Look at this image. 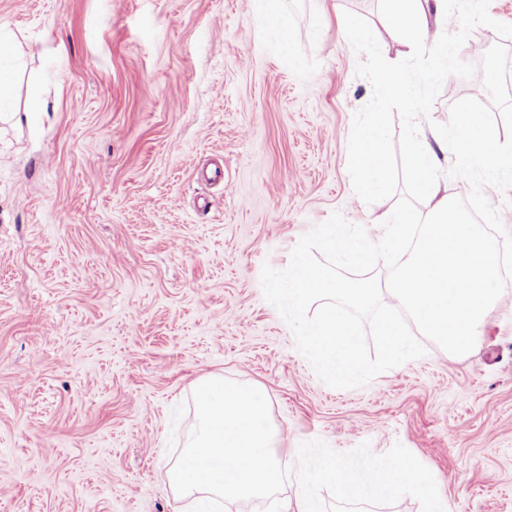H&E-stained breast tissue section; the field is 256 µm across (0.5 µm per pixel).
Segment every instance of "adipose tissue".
Returning a JSON list of instances; mask_svg holds the SVG:
<instances>
[{"label": "adipose tissue", "instance_id": "obj_1", "mask_svg": "<svg viewBox=\"0 0 512 512\" xmlns=\"http://www.w3.org/2000/svg\"><path fill=\"white\" fill-rule=\"evenodd\" d=\"M384 18L390 31L403 47L405 56H413L431 25L423 0H381ZM319 474L323 479L336 481L342 495L350 500H368L379 495L391 496L411 487L423 494L427 512H448V500L430 493L429 482L417 462L410 457H396L386 464L370 461L362 468L347 471L335 459H326Z\"/></svg>", "mask_w": 512, "mask_h": 512}]
</instances>
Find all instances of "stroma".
Listing matches in <instances>:
<instances>
[{
  "mask_svg": "<svg viewBox=\"0 0 512 512\" xmlns=\"http://www.w3.org/2000/svg\"><path fill=\"white\" fill-rule=\"evenodd\" d=\"M287 54L252 0H0L21 64L0 118V512H191L168 485L206 378L267 398L279 494L294 505L322 459L346 469L415 457L449 512H512V286L472 352L424 357L349 390L324 384L263 296L305 233L339 212L365 224L348 171L357 76L344 12L402 59L377 0H284ZM445 79L420 135L449 119ZM43 112L24 117L31 92ZM224 165L223 182L201 172ZM318 512H426L422 496Z\"/></svg>",
  "mask_w": 512,
  "mask_h": 512,
  "instance_id": "1",
  "label": "stroma"
}]
</instances>
